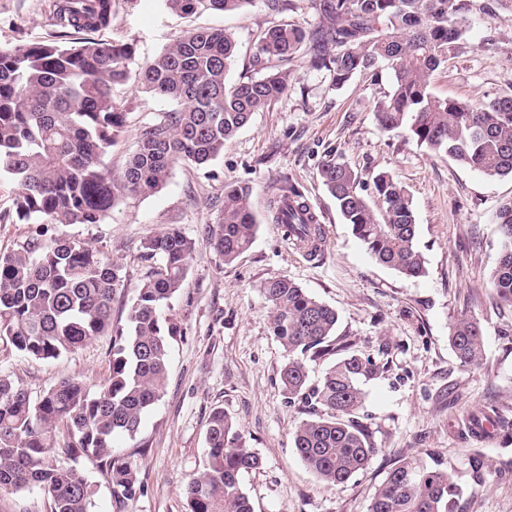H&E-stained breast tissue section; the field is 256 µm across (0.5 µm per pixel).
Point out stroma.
<instances>
[{
  "instance_id": "35a3bbf8",
  "label": "stroma",
  "mask_w": 512,
  "mask_h": 512,
  "mask_svg": "<svg viewBox=\"0 0 512 512\" xmlns=\"http://www.w3.org/2000/svg\"><path fill=\"white\" fill-rule=\"evenodd\" d=\"M56 2L0 0V46L57 40L49 22ZM319 21L310 0H293L279 12L254 0L235 12L190 18L168 13L157 0H116L113 24L99 37L131 45L141 62L183 31L228 29L237 42L227 74L232 83L249 74L260 31L281 23L310 28ZM465 21L466 36L436 72L433 92L456 99L512 93V0H471ZM284 67L293 77L288 95L255 113L211 164L177 165L159 192L121 199L103 223L59 229L122 267L125 287L112 301L117 327L125 326L148 270L141 257L144 238L174 224L197 242L185 284L164 310L182 330L170 342L165 391L135 437L113 438L115 451L136 463L145 491L117 505L106 476L82 462L96 490L91 512H185L183 489L204 465L207 421L217 408L237 422L261 461L259 469L241 476L254 512H368L394 463L407 457L437 460L452 470L464 512H512V306L499 304L489 286L501 250L495 213L512 197V178L486 176L417 145L406 133L382 131L374 104L388 77L364 73L336 90L306 57ZM115 98L126 121L104 158L111 172L124 168L144 127L173 108L133 82L118 87ZM331 155L363 178L386 171L406 187L426 258L424 276L407 278L378 265L353 235L318 174ZM231 182L252 187L259 227L251 248L227 265L206 242L204 228L214 223ZM291 185L320 216V257L284 240L279 225L266 218L270 194ZM13 190V182L0 175V212L10 215L0 222L2 251L17 248L37 230L12 215ZM279 276L333 307L340 343L380 366L363 383L357 411L377 453L365 471L341 486L317 479L293 448L292 433L308 410L282 393L286 353L269 328L262 293L263 284ZM463 311L484 329V358L477 366L461 365L448 344L451 324ZM111 345V337L100 336L57 359L39 360L0 339V372L34 398L67 378L95 390L109 376ZM482 412L506 426L479 440L464 422ZM476 452L487 463L479 479L468 465Z\"/></svg>"
}]
</instances>
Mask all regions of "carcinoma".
Instances as JSON below:
<instances>
[{
	"mask_svg": "<svg viewBox=\"0 0 512 512\" xmlns=\"http://www.w3.org/2000/svg\"><path fill=\"white\" fill-rule=\"evenodd\" d=\"M179 16L239 10L253 0H160ZM320 24H277L257 38L253 74L230 84L235 52L225 29L183 32L150 60L134 65L129 44L79 38L0 49V174L14 182L12 207L21 220L60 226L101 224L128 195L150 196L177 164L204 166L224 152L257 112L288 92L291 77L272 62L303 52L313 68L342 88L361 73L391 75L374 107L381 130L402 129L417 144L490 177H512V95L458 100L432 92L435 72L448 62L467 29V0H312ZM112 0H58L55 25L92 33L112 25ZM135 80L177 108L146 126L136 151L118 174L104 165L123 131L125 113L113 92ZM345 223L374 261L405 277L426 272L416 246V217L406 189L390 173L372 176V207L358 172L336 157L319 168ZM252 190L224 185L206 242L231 264L253 244L258 220ZM273 220L311 257L322 247L319 219L293 186L270 201ZM501 252L490 280L497 298L512 306V199L496 211ZM196 241L174 224L142 242L152 262L127 313L112 323V301L125 287L121 267L88 244L37 233L18 248L0 251V338L19 352L57 359L97 336H112L110 375L96 391L65 379L37 399L0 375V492L37 487L51 512H90L94 485L77 466L81 459L105 471L113 499L123 504L144 492L137 465L114 451L116 434L135 436L144 413L158 402L168 376L170 340L182 330L162 314L183 288ZM273 336L288 353L280 381L288 403L311 408L292 436L296 454L328 486L365 470L377 448L356 420L360 384L378 373L368 356L340 352L338 315L294 280L263 284ZM448 342L464 365L483 357L480 321L460 314ZM338 359L313 385L308 362ZM206 464L184 488L187 512H254L240 477L259 467L237 425L224 410L210 414ZM65 456L72 465L63 466ZM461 488L440 467L401 459L389 471L368 512H452Z\"/></svg>",
	"mask_w": 512,
	"mask_h": 512,
	"instance_id": "carcinoma-1",
	"label": "carcinoma"
}]
</instances>
